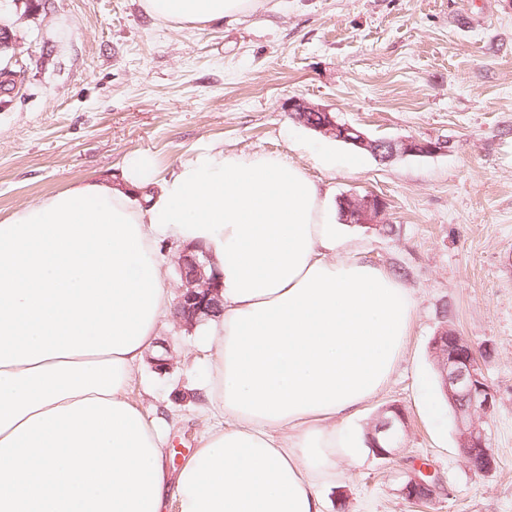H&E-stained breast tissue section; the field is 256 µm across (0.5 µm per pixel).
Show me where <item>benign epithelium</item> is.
<instances>
[{"mask_svg": "<svg viewBox=\"0 0 512 512\" xmlns=\"http://www.w3.org/2000/svg\"><path fill=\"white\" fill-rule=\"evenodd\" d=\"M3 49H10L12 53L0 57V85L4 87V93L12 94L20 84L26 66L12 38L1 34L0 51ZM288 112L294 119L308 113L314 119L320 118V121L309 124V128L366 150L381 161L397 155H430L445 148L440 142L413 137L396 142L373 140L360 129L336 121L326 109L302 99L289 101ZM340 204L344 207L343 219L349 223L380 224L384 220L386 204L377 195H347ZM177 272L182 285L173 304L172 320L175 324L191 330L204 318L220 316L223 312L221 288L206 247L193 242L180 250ZM431 348L437 351L441 359L443 391L448 403L456 410V427L464 457L480 455L478 471L486 473L493 467V456L488 448L485 430L476 420V415L493 411L496 392L484 379L483 365L476 349L455 329L442 327L432 339ZM388 410L395 414V419L387 420L371 436V446L383 456L393 454L400 445L401 430L406 428L404 413L397 407L390 406ZM427 476L429 473L421 470L413 473L404 483L401 493L407 501L424 504L436 497L439 492L438 481H429Z\"/></svg>", "mask_w": 512, "mask_h": 512, "instance_id": "obj_1", "label": "benign epithelium"}]
</instances>
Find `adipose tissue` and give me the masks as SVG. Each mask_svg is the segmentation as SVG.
<instances>
[{
	"label": "adipose tissue",
	"mask_w": 512,
	"mask_h": 512,
	"mask_svg": "<svg viewBox=\"0 0 512 512\" xmlns=\"http://www.w3.org/2000/svg\"><path fill=\"white\" fill-rule=\"evenodd\" d=\"M259 0H144L232 21ZM159 182L139 198L131 189ZM202 241L223 280L205 331L206 430L177 475L126 390L170 312L163 240ZM327 193L267 154L212 150L157 178L91 180L0 222V512H322L355 458L344 423L387 385L414 316L386 269L336 256Z\"/></svg>",
	"instance_id": "ef3b65f1"
}]
</instances>
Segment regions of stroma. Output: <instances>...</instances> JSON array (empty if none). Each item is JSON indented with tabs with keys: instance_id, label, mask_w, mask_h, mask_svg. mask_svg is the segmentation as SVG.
<instances>
[{
	"instance_id": "obj_1",
	"label": "stroma",
	"mask_w": 512,
	"mask_h": 512,
	"mask_svg": "<svg viewBox=\"0 0 512 512\" xmlns=\"http://www.w3.org/2000/svg\"><path fill=\"white\" fill-rule=\"evenodd\" d=\"M27 70L0 94V222L16 210L153 158L158 177L211 149L303 169L332 202L382 197L381 224L339 222L343 248L399 271L415 302L405 352L347 426L360 458L324 486L327 512H512V0H261L233 22L169 23L142 0H22L0 12ZM327 109L373 139L447 142L381 162L297 123L288 101ZM483 348L496 409L493 469L472 470L429 345L441 326ZM172 367L143 363L128 399L163 417L177 472L223 420L198 394L199 331L166 321ZM407 419L395 455L367 434L389 406ZM427 467L448 489L422 508L401 488Z\"/></svg>"
}]
</instances>
